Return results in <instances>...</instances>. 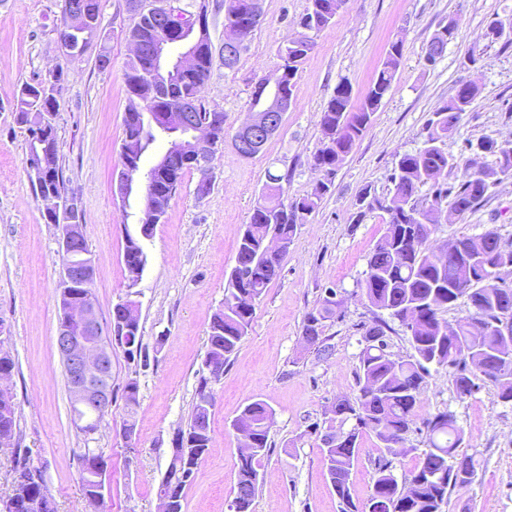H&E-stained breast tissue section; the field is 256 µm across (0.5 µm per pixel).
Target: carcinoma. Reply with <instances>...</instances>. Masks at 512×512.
<instances>
[{"instance_id":"cac0c4a2","label":"carcinoma","mask_w":512,"mask_h":512,"mask_svg":"<svg viewBox=\"0 0 512 512\" xmlns=\"http://www.w3.org/2000/svg\"><path fill=\"white\" fill-rule=\"evenodd\" d=\"M82 6L85 22L70 34L68 55L82 54L84 46L101 35V0H76ZM127 8L136 21L129 30V37L140 42L141 53L130 60L124 80L128 94L144 103L141 112H127L123 119L122 159H130L132 169H141L143 155L157 140L159 130L149 116L167 112L185 116L183 131L204 128L209 135L224 138V112L207 109L199 99L201 87L208 81L215 62H224V46H215L210 32L195 38L194 30L185 34L186 41L197 40V57L192 68L171 71L165 80L154 73L149 57L151 45L165 36V27L155 2L127 0ZM336 18V0H308V6L295 23L311 22L320 32L331 27ZM456 28L442 26L432 38L426 55L430 65L436 62L438 46L453 40ZM313 48V41L290 43L278 50L279 67L283 69L282 85L276 88L255 84L251 108L262 99L282 91L294 96L299 70ZM402 41L390 44L385 59L366 94L358 104L352 103V88L341 82L321 112L320 147L313 162L331 172H336L356 143L363 137L382 101L391 90L400 58ZM65 72L59 67L42 79L22 86L12 106L15 122L28 132L27 150L33 152L40 145L50 152L51 174L34 181L37 194L53 190L68 195L59 165L60 146L53 119L56 112L55 91L63 82ZM475 96V87L461 84L450 100L428 120L427 135L422 146L400 156L392 174L393 194L387 204H378V196L367 189L359 195V211L355 223H360L366 213L379 210L387 215L386 230L367 258V270L362 282L363 295L369 305L388 312L390 318L409 332L413 354L399 362L387 352L388 322L376 316L363 325L364 346L359 355L357 369L358 389L350 396L336 399L330 408L328 431L320 432L319 423L310 426V432L320 435L321 452L330 475L336 476L331 486L342 504L341 512H364L365 504L354 503L349 486L352 460L365 433L375 436L391 454H397L396 443L407 441L413 432L417 398L430 374V368L449 370L451 384L462 398L474 393L476 379L482 378L496 388L503 403H512V337L506 339L494 329L483 334L472 333L475 322L492 324L498 311L512 310V287L499 288L493 283L492 274L505 250L498 232L490 228L475 236L463 235L455 240L456 253L439 264L435 254L424 248V243L435 224L433 206L451 201V209L462 216L473 211L485 201L492 188L503 177H512V143L502 145L490 137L468 141L466 148L476 145L482 151L470 153L463 159L443 148L445 140L452 137L460 117L467 111ZM494 157V164L485 166L478 159ZM467 175L456 185L434 184L436 175L459 167ZM196 170L193 159L178 156L158 170L151 167L143 172L148 177L149 195L152 197L156 219H161L185 173ZM283 176L267 174L260 199L253 209L249 224L241 235L236 253V265L229 285L224 289V303L210 321L206 360L226 364L244 336L248 333L255 314L253 304L241 305V295L247 294L257 301L268 285L279 276L282 258L273 257L266 249L267 239L275 234L292 242L298 225L314 213L326 195L330 194L333 181H319L313 190L290 201L284 199ZM428 187L432 206L419 204L417 193ZM124 263L131 280L136 284L147 262V254L140 238L126 234ZM471 264V283L463 288L459 283L457 267ZM325 291L319 306L305 315L302 339L314 348L317 355L326 356L324 331L326 322L337 317L336 302ZM467 298L474 313L461 319L457 336L448 339V321L442 312L461 298ZM134 329L125 333L122 350L127 359L147 356L141 344L140 319L133 321ZM211 408L194 406L190 420L182 434L194 452L184 459L190 473H195L199 463L209 452L211 443ZM274 421L271 407L261 399L247 403L233 422L236 429L250 432L253 445L248 454L239 457L233 503L239 512H251L258 468L269 452V434ZM349 430H342L347 422ZM16 429L15 409L5 406L0 398V438L12 439ZM427 449L418 465L408 477V486L399 484L392 473L391 463L378 462L369 500H384L391 512H441L448 502V495L457 486L470 483L476 476L479 460L473 454L460 451L465 433L455 416L444 411L424 422ZM81 480L84 490L95 485L92 475L106 466L102 456L89 449L80 456ZM18 503L15 512H37L32 507L40 497V487L33 484L13 490Z\"/></svg>"}]
</instances>
